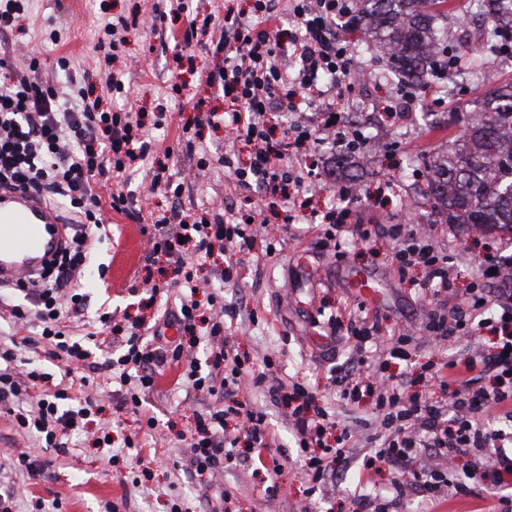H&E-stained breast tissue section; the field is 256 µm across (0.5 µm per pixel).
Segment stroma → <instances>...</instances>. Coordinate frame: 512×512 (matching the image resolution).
<instances>
[{
	"label": "stroma",
	"instance_id": "stroma-1",
	"mask_svg": "<svg viewBox=\"0 0 512 512\" xmlns=\"http://www.w3.org/2000/svg\"><path fill=\"white\" fill-rule=\"evenodd\" d=\"M181 3L200 15L220 17L228 9L249 10L253 0H79L73 11L65 0H29L28 31L22 40L30 55L45 63V79L67 98L72 97L74 87L83 85L84 75H96L103 67L98 40L105 24L142 22L156 13L167 16L163 28L154 30L142 24L130 32L118 49L126 64L125 88L119 93H100L103 105L142 113L154 150L129 171L130 211L120 213L109 203L101 205L103 219L112 224V238L99 244L88 261L82 281L86 306L69 322L76 334L104 305L117 324L128 319L140 322L145 340L165 344L178 338L180 281L163 260L149 259L143 219L174 208L197 220L212 200L224 197L225 167L215 163L208 172L199 171V148L218 149L239 160L247 156L246 146L233 142L222 126L201 127L195 151L175 146L182 126L193 122L198 113L225 110L223 92L206 86L201 79L214 65L211 54L197 44L180 52L175 49V39L184 28L182 19L174 15ZM62 55L68 58L69 67L59 71L54 63ZM358 55L366 69L359 85L366 106L347 108L343 119L360 124L365 111L383 114L395 106L398 81L387 77L378 53L362 48ZM487 87L488 82L480 76L460 70L452 73L442 85L444 100L440 106L428 105L420 98L408 106L413 118L407 127L386 121L379 130L383 143L378 152L370 157L360 150L352 153L350 173L337 168L336 152L324 151L321 179L292 205L301 213L329 210L331 193L352 183L362 193L361 202L353 206L360 223L396 224L406 210L417 223H440V216L425 199L422 162L457 136V125L448 121L450 112L480 96ZM161 113L166 122L158 128L154 122ZM168 146L173 147V154H165ZM161 163L182 185L179 201L147 191ZM388 181L396 182L397 190L385 189ZM263 204L269 223L281 226L291 204L277 196L265 198ZM499 239V233L485 232L477 237L466 233L452 240L458 290L469 287L478 259ZM304 250L310 252L312 263L305 274L298 264ZM391 250V241L379 238L356 246L346 262L339 264L314 251L305 225L293 224L282 228L274 239L257 235L254 248L242 256L243 279L223 288L224 332L234 337L250 371H263L264 356H277L278 376H295L316 387L319 403L334 407L338 419L353 429L350 460L347 466L336 469L334 493L308 494L301 478L304 459L286 427L283 409L267 391L257 389L250 395L266 412L270 428L279 436L280 449L288 456L277 480V495L266 494L264 472L257 469L251 452L243 445L236 450L238 463L225 468L212 483L203 484L192 477L186 469L190 450L185 439L204 413L205 400L202 393L177 385L180 370L167 365L158 369L155 385L146 396L144 413L158 420L153 430L136 429L134 414L117 410L120 387L104 371L94 376L88 391L93 410L83 425L69 432L66 452L39 448L33 434L0 415V488L13 491V512H105L106 503L121 500L127 503L126 512H170L175 502L188 512H355L358 471L379 424L372 413L371 397L344 400L330 381L333 365L343 363L355 344L354 338L334 335L329 323L333 317L347 323L348 310L358 301L346 286L343 268L378 269L388 286L382 289L377 303L368 304V315L378 322L381 334L396 330L411 336L404 347L405 358L365 353L366 367L377 374L402 376L410 381L411 392L422 395L441 364L466 360L476 349L472 343L446 350L421 341L419 327L426 317L428 298L418 287L400 281L387 262ZM129 434L135 442L131 448L123 442ZM20 449L37 457L34 472L17 466L14 456ZM475 467L474 457L467 456L457 459L447 472L449 484L469 483L471 495L446 496L432 504L409 490L400 496L397 512H496L498 499L487 481L474 477ZM226 491L231 493V500L223 499Z\"/></svg>",
	"mask_w": 512,
	"mask_h": 512
}]
</instances>
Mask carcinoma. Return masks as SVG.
<instances>
[{
	"instance_id": "obj_1",
	"label": "carcinoma",
	"mask_w": 512,
	"mask_h": 512,
	"mask_svg": "<svg viewBox=\"0 0 512 512\" xmlns=\"http://www.w3.org/2000/svg\"><path fill=\"white\" fill-rule=\"evenodd\" d=\"M349 24L366 47L382 49L388 69L419 90L437 57H457L436 26L444 0H360ZM495 46L512 43V0H479ZM425 196L447 224L512 233V82L493 83L475 102L465 132L425 162Z\"/></svg>"
}]
</instances>
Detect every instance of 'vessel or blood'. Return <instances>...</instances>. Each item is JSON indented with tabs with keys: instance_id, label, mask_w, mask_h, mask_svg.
I'll return each mask as SVG.
<instances>
[{
	"instance_id": "b4317fda",
	"label": "vessel or blood",
	"mask_w": 512,
	"mask_h": 512,
	"mask_svg": "<svg viewBox=\"0 0 512 512\" xmlns=\"http://www.w3.org/2000/svg\"><path fill=\"white\" fill-rule=\"evenodd\" d=\"M67 223L34 190H0V287L37 275L64 245ZM346 284L367 301L378 298L381 280L353 270Z\"/></svg>"
}]
</instances>
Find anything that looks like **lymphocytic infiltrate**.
I'll return each instance as SVG.
<instances>
[{"instance_id": "obj_1", "label": "lymphocytic infiltrate", "mask_w": 512, "mask_h": 512, "mask_svg": "<svg viewBox=\"0 0 512 512\" xmlns=\"http://www.w3.org/2000/svg\"><path fill=\"white\" fill-rule=\"evenodd\" d=\"M350 13L349 0H293L286 11L274 0H255L250 11L228 13L220 20L186 14L184 45H191L198 35L207 36L204 48L220 63L207 71L205 82L222 89L231 102L227 117L209 112L194 124L224 125L234 140L251 147L248 163L227 176L230 193L256 189L289 202L302 194L311 169L318 165L316 151L324 143L323 135L339 123L358 73V58L339 26ZM16 50L12 41L0 42V188L44 193L73 213L77 228L49 271L19 284V292L34 296V304L6 307L9 325H34L48 357L60 361L63 381L54 383L52 373L33 367L30 359L0 350V407L19 428L36 431L45 448L61 453L67 448L66 431L77 428L87 414L82 407L63 408L72 384L85 387L90 372L113 371L124 389L120 408L136 414L145 392L154 386L157 368L183 362L187 368L182 381L210 401L189 444L192 475L211 477L232 466V450L242 442L268 479L279 475L282 457L273 450L275 436L265 412L243 394L249 385L279 398L296 443L309 455L305 479L313 490L325 489L332 465L348 453L351 428L339 427L332 408L316 405L309 384L279 377L273 357L264 358L263 372L246 376L232 337L224 333L222 314L198 316L197 285H190L181 299L179 325L193 343L205 344L204 363L187 358L183 343L153 348L134 331L122 338V354L111 358L98 333L100 326L112 321L108 311L98 313L97 330L69 334L67 321L84 304L80 288L89 255L112 233L101 218L95 188L100 181L122 178L132 163L150 154L151 143L140 116L102 109L92 89L79 90L81 106L65 107L56 90L40 78L38 63H30L24 72L13 67L9 58ZM300 110L311 112L312 120L287 126L280 139H273L272 122ZM339 193L346 206L328 212L324 223L308 227L319 250L340 259L345 242L391 239L395 247L390 266L403 279L410 270H422V284L432 291L422 327L426 336L443 343L486 330L496 337L492 351L444 363L422 396L409 395L405 382L391 376L376 379L360 370L333 368L332 384L342 398L356 402L367 395L376 397L379 444L363 461L360 485L368 486L373 473L387 465L399 473L393 489L402 492L401 475L408 462L417 449L430 448L436 463L414 474L412 484L422 496L435 498L444 492V463L472 455L479 474L503 491L500 512H512V457L497 448L507 435L489 421L494 411L512 419V277L497 273L494 255H486L477 266L480 289L469 291L464 302L452 303L454 258L439 246L434 229L357 223L349 206L355 198L353 188L341 187ZM248 218L246 226L229 222L227 209L214 203L199 221L181 224L179 233L173 234L168 229L170 217L162 216L150 226V252L165 256L179 270L188 257L206 260L217 245L248 251L254 227L268 222L259 206ZM486 374L493 376L492 386H481ZM49 382L54 391L39 399L32 413H21L19 406L26 403L30 389Z\"/></svg>"}]
</instances>
